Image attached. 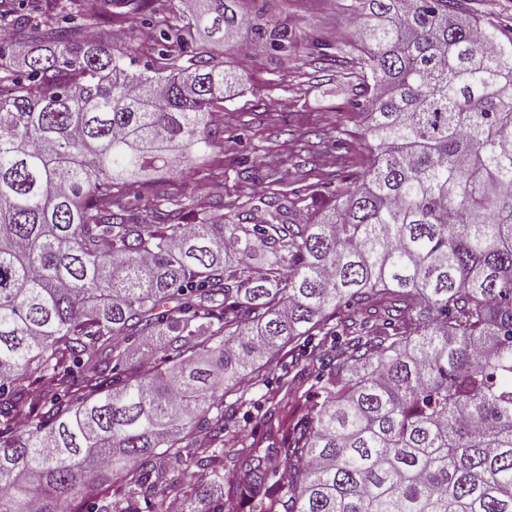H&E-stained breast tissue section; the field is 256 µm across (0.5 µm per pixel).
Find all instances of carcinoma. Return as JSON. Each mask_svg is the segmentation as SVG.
<instances>
[{
	"label": "carcinoma",
	"instance_id": "1",
	"mask_svg": "<svg viewBox=\"0 0 512 512\" xmlns=\"http://www.w3.org/2000/svg\"><path fill=\"white\" fill-rule=\"evenodd\" d=\"M200 2L0 10V512H512V29L348 0L366 164L230 220L197 208L223 167L193 196L147 176L223 148L240 78L197 36L297 41ZM130 13L146 49L90 36ZM288 357L315 389L246 452L224 396Z\"/></svg>",
	"mask_w": 512,
	"mask_h": 512
}]
</instances>
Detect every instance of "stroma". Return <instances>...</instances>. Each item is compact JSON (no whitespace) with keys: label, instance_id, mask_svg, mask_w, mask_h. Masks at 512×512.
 I'll return each mask as SVG.
<instances>
[{"label":"stroma","instance_id":"35a3bbf8","mask_svg":"<svg viewBox=\"0 0 512 512\" xmlns=\"http://www.w3.org/2000/svg\"><path fill=\"white\" fill-rule=\"evenodd\" d=\"M342 0H239L248 16L261 15L287 23L298 41L290 58L273 53H255L249 35L240 34L235 44L210 43V50L224 57L242 76L241 85L224 93L220 135L224 151L218 161L224 168L226 217H234L247 194L288 192L297 182L326 179L337 169L332 147H316L309 161L297 156L294 136L315 128L337 125L352 132L345 152L356 160L366 158L359 135L361 119L350 111L354 81L339 63L314 59V47H336L355 41L357 27L348 18ZM287 398L283 381L262 382L229 394L241 408L232 423L247 445L260 452L281 447L293 422L288 410H280L273 424H266L258 406L268 397Z\"/></svg>","mask_w":512,"mask_h":512}]
</instances>
